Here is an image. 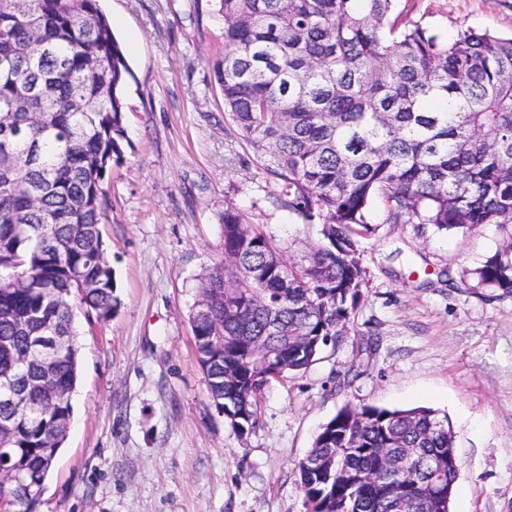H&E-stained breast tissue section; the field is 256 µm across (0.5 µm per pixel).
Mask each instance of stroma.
Instances as JSON below:
<instances>
[{"label": "stroma", "mask_w": 512, "mask_h": 512, "mask_svg": "<svg viewBox=\"0 0 512 512\" xmlns=\"http://www.w3.org/2000/svg\"><path fill=\"white\" fill-rule=\"evenodd\" d=\"M131 75L126 138L107 176L100 226L120 299L107 322L77 316L79 380L67 439L36 512H306L296 464L342 406L446 413L460 479L452 512H512V296L488 300L469 273L500 240L384 223L349 336L307 370L274 378L259 422L239 435L214 405L190 316L222 257L233 206L271 225L298 258L318 228L277 200L278 185L230 121L212 60L218 0H101ZM450 36L512 34V0H399ZM449 269L453 281L426 282Z\"/></svg>", "instance_id": "1"}]
</instances>
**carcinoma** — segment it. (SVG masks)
<instances>
[{
    "label": "carcinoma",
    "mask_w": 512,
    "mask_h": 512,
    "mask_svg": "<svg viewBox=\"0 0 512 512\" xmlns=\"http://www.w3.org/2000/svg\"><path fill=\"white\" fill-rule=\"evenodd\" d=\"M397 0H219L224 46L212 62L224 109L276 179L279 201L320 239L283 266L267 224L227 207L223 255L192 313L215 406L257 424V397L349 335L367 270L363 242L384 223L435 232L494 225L502 245L471 271L512 295V37H443L398 22ZM131 75L99 0H0L1 453L17 480L0 512H35L25 485L46 479L67 438L78 381L75 309L106 321L119 306L105 257L104 180L124 138ZM67 336L43 358L40 329ZM447 415L346 405L298 465L307 512H450L459 461Z\"/></svg>",
    "instance_id": "carcinoma-1"
}]
</instances>
